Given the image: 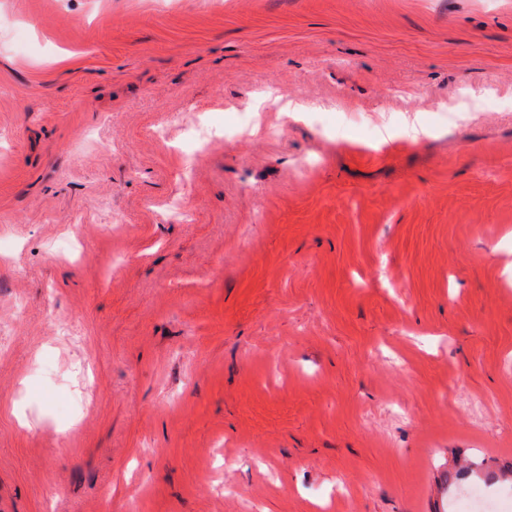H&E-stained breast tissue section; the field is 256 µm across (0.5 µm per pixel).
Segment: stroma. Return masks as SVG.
<instances>
[{
    "label": "stroma",
    "mask_w": 512,
    "mask_h": 512,
    "mask_svg": "<svg viewBox=\"0 0 512 512\" xmlns=\"http://www.w3.org/2000/svg\"><path fill=\"white\" fill-rule=\"evenodd\" d=\"M467 463L512 492V0H0V512Z\"/></svg>",
    "instance_id": "35a3bbf8"
}]
</instances>
